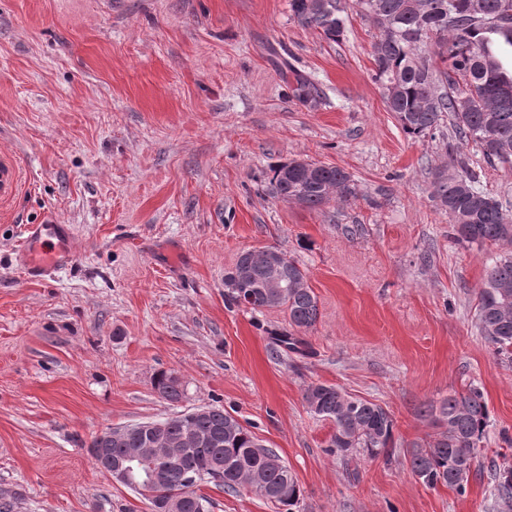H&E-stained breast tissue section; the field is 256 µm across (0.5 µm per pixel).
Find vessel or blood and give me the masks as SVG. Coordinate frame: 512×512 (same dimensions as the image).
Segmentation results:
<instances>
[{
	"label": "vessel or blood",
	"instance_id": "1",
	"mask_svg": "<svg viewBox=\"0 0 512 512\" xmlns=\"http://www.w3.org/2000/svg\"><path fill=\"white\" fill-rule=\"evenodd\" d=\"M20 186V167L12 158L0 159V199L13 198ZM20 266L32 280H41L73 264L71 237L64 225L33 224L19 251Z\"/></svg>",
	"mask_w": 512,
	"mask_h": 512
}]
</instances>
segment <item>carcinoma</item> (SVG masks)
<instances>
[{
  "label": "carcinoma",
  "mask_w": 512,
  "mask_h": 512,
  "mask_svg": "<svg viewBox=\"0 0 512 512\" xmlns=\"http://www.w3.org/2000/svg\"><path fill=\"white\" fill-rule=\"evenodd\" d=\"M505 0H353V5L379 31L373 45L378 82L394 83L383 96L402 131L421 138L436 130L443 117L451 120L456 135L472 141L489 163L512 164V23L488 30L481 19L497 14ZM294 20L337 42L345 30L346 5L342 0H291ZM435 37V54L446 69L448 89L438 90L434 72L418 55L416 41L423 35ZM292 95L303 105L318 103L319 89L308 79L296 77ZM434 196L448 211L455 239L478 247L488 242L512 244V215L502 202L485 191L476 175L465 165L436 173ZM272 197H294L310 210L331 201L347 202L355 196L351 176L343 169L314 164L311 168L282 163L272 169L269 179ZM282 256L278 273L281 290L266 287L272 272L269 257ZM224 282L237 287L224 293L237 303L241 289L249 288L259 309L281 308L289 325L313 327L319 316L318 299L307 284V273L282 251L268 247L241 252L224 272ZM479 330L494 354L512 361V256L495 259L486 271L478 294ZM276 345L304 355L308 344L288 333L275 335ZM160 398L178 403L186 396V385L172 372L161 371L153 379ZM304 400L315 415L334 425L328 452L344 454L361 449L375 458L388 452L393 440L394 421L382 406L352 397L333 385L310 384ZM438 421L445 430L425 448L410 454L412 474L429 487L443 485L461 491L465 483L459 471H472L476 450L489 423V410L480 388L469 386L441 400ZM191 417L165 419V438L179 442L196 437L202 446L179 456L164 480L149 489V503L176 499L179 512H197V501L208 499L182 482L187 472H203L202 483H215L237 493L246 489L276 505L295 507L302 492L298 481L271 448L257 447L253 432L220 406L189 410ZM144 447L137 434L112 443L114 458L130 456ZM500 496L512 500V466L497 475Z\"/></svg>",
  "instance_id": "1"
}]
</instances>
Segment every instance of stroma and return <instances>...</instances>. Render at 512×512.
Wrapping results in <instances>:
<instances>
[{
    "instance_id": "1",
    "label": "stroma",
    "mask_w": 512,
    "mask_h": 512,
    "mask_svg": "<svg viewBox=\"0 0 512 512\" xmlns=\"http://www.w3.org/2000/svg\"><path fill=\"white\" fill-rule=\"evenodd\" d=\"M290 0H0V155L21 192L0 204V498L14 512H148L88 451L111 426L221 406L272 448L303 491L297 512H512V363L476 326L492 258L456 242L433 196L465 161L512 211V167L487 164L449 125L407 137L374 79L378 31L354 7L341 42L300 26ZM318 107L292 96L296 76ZM344 169L357 196L319 210L270 195V168ZM69 225L72 266L28 280L26 225ZM274 247L307 273L319 319L301 356L275 347L280 309L227 304L224 272ZM187 386L161 399L159 371ZM394 419L375 458L328 453L311 383ZM477 386L489 425L464 491L409 468L439 433L425 406ZM209 512H286L201 485Z\"/></svg>"
}]
</instances>
